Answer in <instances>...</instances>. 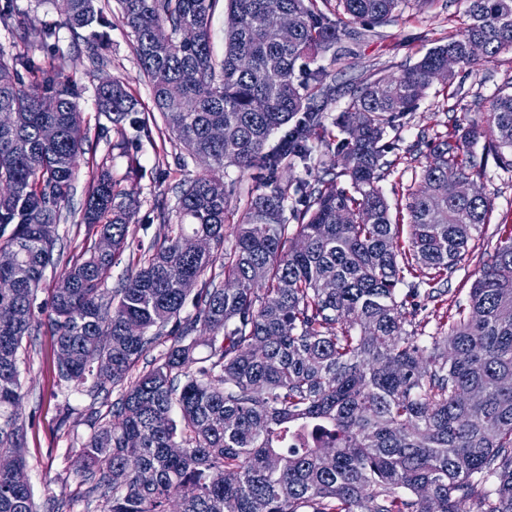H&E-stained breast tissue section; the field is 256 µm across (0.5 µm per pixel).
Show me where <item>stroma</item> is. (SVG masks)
<instances>
[{
  "label": "stroma",
  "instance_id": "1",
  "mask_svg": "<svg viewBox=\"0 0 512 512\" xmlns=\"http://www.w3.org/2000/svg\"><path fill=\"white\" fill-rule=\"evenodd\" d=\"M109 21V44L97 49L88 39L74 37L60 30L54 51L30 47L23 34L38 22L57 19L53 0H0L7 8L8 24L0 26V49L7 55L29 56L40 69L58 67L80 88L79 107L83 125L94 147L96 160L107 161L123 198L136 201L135 220L129 226V255L121 256L112 269L108 287H116L123 276L130 254L163 241L168 227L156 217V203L175 209L181 188L197 177L210 174L209 165L196 159H183L181 150L164 134L160 116L149 119L151 138L130 141L126 155L112 151L101 138L106 120L95 110V90L105 80H123L136 94L144 108L152 102L148 84L133 50V39L115 0H97ZM468 0H405L400 13L388 24L377 26L360 41L342 39V56L333 65L335 93L325 112L335 119L343 111L348 91L370 74L401 75L430 48L441 44L466 18ZM103 64H94L96 56ZM512 86V51L475 67L457 68L452 82L434 80L395 130L389 131L385 155L390 166L382 188L393 216H400L405 206L406 190L418 179L422 156L413 155L411 146L419 139H434L452 131L455 123H465L475 116L479 105L501 89ZM471 153L480 167L470 178L473 189L491 204L488 222L474 242L472 253L449 281L459 299H466L483 260L493 254L501 234V225H512V169H503L486 141H478ZM93 166L80 162L74 194L61 212L57 227L69 257L84 254L97 244L95 228L79 221L85 190L92 178ZM54 338L46 314H39L20 359L23 391L21 414L26 426V469L37 512H44L48 500L65 503L67 512H94L73 474L76 456L94 431L91 412L107 413L103 397L91 396L73 384L61 381L53 367Z\"/></svg>",
  "mask_w": 512,
  "mask_h": 512
}]
</instances>
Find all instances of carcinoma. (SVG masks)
Listing matches in <instances>:
<instances>
[{"mask_svg":"<svg viewBox=\"0 0 512 512\" xmlns=\"http://www.w3.org/2000/svg\"><path fill=\"white\" fill-rule=\"evenodd\" d=\"M216 2L117 0L170 137L192 157L243 172L258 165L265 176L243 200L224 280L208 274L216 256L193 248L197 237L223 243L231 211L221 182L204 175L180 191L176 227L108 297L135 208L117 201L112 173L97 167L81 223L99 228L112 251L65 261L46 302L59 379L106 397L120 389L76 461L84 498L97 512H170L173 498L179 512H512V317L502 316L512 310V227L467 305L448 296V320L430 333L420 301L447 296L438 284L467 260L486 220L484 197L453 194L475 167L469 144L488 140L499 165L512 168V92L493 97L483 124L420 139L427 162L408 189L406 225L393 221L380 186L387 129L448 54L472 67L512 50V0H468L465 26L446 43L399 77L351 87L338 136L323 116L335 75L307 62L336 61L343 37L363 35L355 25L390 22L404 0H336L334 20L318 0H226L219 61L210 42ZM55 4L59 26L102 39L93 27L108 20L95 0ZM288 13L298 28L282 42L275 31ZM158 28L170 29L167 40L155 39ZM26 37L49 48L56 26ZM473 41L483 53H469ZM269 58L280 63L275 80ZM22 69L27 57L9 63L0 53V455L15 462L0 471V512H35L18 478L26 471L18 363L43 273L64 256L56 226L78 159L91 151L63 71L26 85ZM96 104L120 141L149 135L123 81L100 84ZM215 128L227 136L215 139ZM314 134L336 142L341 171L282 180L310 160ZM189 300L196 313L183 320ZM200 326L201 342L192 337Z\"/></svg>","mask_w":512,"mask_h":512,"instance_id":"cac0c4a2","label":"carcinoma"}]
</instances>
